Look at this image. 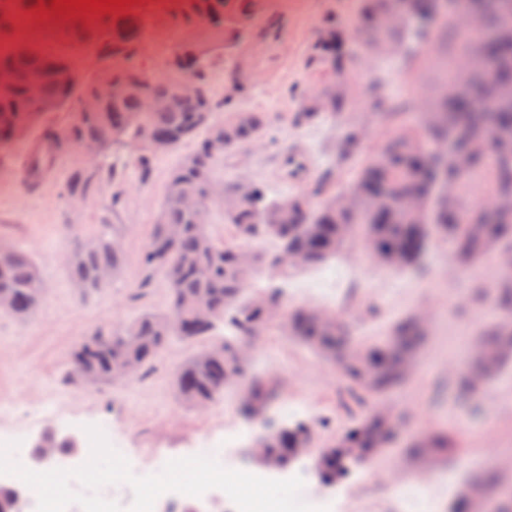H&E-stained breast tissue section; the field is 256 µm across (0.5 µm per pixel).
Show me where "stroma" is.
Masks as SVG:
<instances>
[{
    "instance_id": "stroma-1",
    "label": "stroma",
    "mask_w": 512,
    "mask_h": 512,
    "mask_svg": "<svg viewBox=\"0 0 512 512\" xmlns=\"http://www.w3.org/2000/svg\"><path fill=\"white\" fill-rule=\"evenodd\" d=\"M166 10L141 15L142 30L129 50L106 58L98 38L73 44L63 38H40L39 49L66 57L86 80L106 68L136 69L153 78L165 77L178 45L199 37L201 25L190 20L191 0H168ZM252 22L227 60L208 69L210 93L223 102L224 90L245 82L236 108L265 113L267 130L261 144L247 145L224 160V181L237 177L240 156L249 172L271 195L300 193L288 182L279 163L291 148L307 153L315 174L339 169V186H348L379 140L382 126L372 115L370 99L375 79H383L394 95L414 89L413 108L430 105L436 73L424 62L402 56L387 64L368 54L360 36L348 41L346 70L358 94L341 112H324L319 123L296 125L304 98L327 95L331 81L313 51L327 19L350 24L365 0H251ZM77 118L74 108L43 114L21 141L0 146V243L27 251L39 266L47 288L42 307L21 321L0 314V441L25 435L35 440L47 429L84 437L90 424L107 423L121 454L131 459L135 473H158V455L177 456L191 448L223 444L228 431L243 430L242 445L252 446L265 431L266 419H280L277 400L300 405L301 420L312 426V453L292 462L306 469L303 494L333 497L338 512H406L400 496L380 498L376 489L392 476L423 485L433 512H448L450 502L475 480L493 475L495 512H512V364L490 379L480 393V408L472 410L458 396L455 374L460 354L474 345L485 318L497 316L494 282L496 263L486 259L480 274L458 267L450 242L439 239L427 248L415 270L395 272L374 263L359 240H351L336 259L301 269L283 281L289 307L321 309L337 316L355 345L385 340L391 325L410 312H425L430 323L417 358L405 381L384 399L396 426L391 447L356 465L349 478L325 485L315 469V449L343 436L353 421L369 413L372 401L351 396L336 363L289 336L282 322H271L247 341L253 359L248 373L271 383L276 395L264 415L248 419L240 412L247 383L225 391L223 398L199 410L179 401L174 375L193 348L175 342L154 361L146 375L125 385L100 383L74 386L66 377L75 345L103 327L116 328L145 309L166 310L167 284L146 278L140 257L157 221L168 176L177 154L154 156L148 172L135 164L141 147L114 146L116 174L99 173L81 205L64 197L74 168L95 169V161L68 150L37 185L24 181L29 155L44 129H63ZM361 124L367 134L344 163L336 162V144L349 125ZM114 225L125 255L109 288L84 293L67 272L71 230L91 236L98 225ZM445 433L448 448L417 453L419 433Z\"/></svg>"
}]
</instances>
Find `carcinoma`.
<instances>
[{
	"instance_id": "carcinoma-1",
	"label": "carcinoma",
	"mask_w": 512,
	"mask_h": 512,
	"mask_svg": "<svg viewBox=\"0 0 512 512\" xmlns=\"http://www.w3.org/2000/svg\"><path fill=\"white\" fill-rule=\"evenodd\" d=\"M51 2L0 0V33L12 30L21 15H53ZM249 5L250 0H194L195 12L205 11L220 18L205 27L208 39L188 42L196 63L194 78L200 98L181 97L177 93L179 76L170 72L146 87L150 95L167 100L166 105L153 110L145 107L144 94L137 89L117 98L95 97L97 84L123 79L127 77L125 70H105L95 79L84 81L65 58L47 54L30 41L20 40L12 50L0 52V69L13 75L11 88L0 92V143L22 112H31L37 120L45 112L66 109L75 97L81 99L82 108L81 120L66 128L72 139L98 137L108 150L115 143L134 141L141 146L137 162L144 171L153 159L150 138L173 139L175 152L186 142L197 141L191 151L179 155L169 174L158 221L141 256L147 276L159 275L168 286L167 311L143 312L116 331L99 329L94 333L98 341L93 345L86 340L79 342L68 377L72 384L86 378L111 383L110 373L127 362L136 364L139 379L175 340L204 344L175 373L176 394L184 404H211L224 395L225 389L240 383L248 368L241 357L243 340L271 323L255 298L261 296L269 303L282 304L280 289L250 292L251 280L261 270L280 279L294 271L277 252L263 255L253 250L250 257L239 260L238 251L243 245L266 239L279 243L286 238L307 256L303 267L309 268L336 257L358 236L366 246L376 247L370 252L375 263L404 271L418 266L429 242L442 237L452 244L458 266L471 273L479 270L490 255L512 249V220L505 221L492 211L470 218L456 209L464 199L512 198V50L502 51L486 38L499 22L512 19V0H482L481 13L466 27L453 13L445 10L440 14L424 35L421 48L438 72L430 107V112L438 113L437 123L430 125V117L421 114L408 122L402 112L376 113L386 128L387 139L354 177V197L350 200L329 191L335 175L329 170L315 183L309 198L331 195L336 198V206H317L305 216L293 206L297 196L274 199L260 184L252 199L235 210L224 209L218 200L206 202L200 210L187 208L185 197L204 196L208 184L224 181V157H213L205 149L213 127L224 129V143L230 151L260 141L266 130L263 112L237 111L220 122L211 114L205 122L199 118L200 101L213 108L207 69L225 56L226 43L235 36L225 20L232 19L238 27L247 26ZM385 12L386 0H375L358 19L359 34L378 55L409 36V31L388 23ZM105 26L110 37L103 42V51L128 49L136 35L135 22L115 17L105 21ZM54 34L72 42L90 37L88 29L76 21ZM315 49L333 76L345 72L346 43L339 40L338 29H326ZM464 59L473 64L480 59L492 62V78L486 79L482 69L475 67L471 81L479 94L446 101L443 91L459 80L458 66ZM33 86L39 90L38 101L29 96ZM361 130L363 127L352 125L338 141V163L357 149L359 142L354 133ZM490 139L498 142L496 150H476ZM62 152L58 132L45 131L31 154L27 181H37ZM190 156L197 159L194 168L185 166ZM94 180V172L77 169L66 185V194L85 197ZM412 193L423 197L422 217L409 208L408 196ZM215 216L231 227L235 243L227 244L210 232L208 224ZM172 225L180 229L173 244L164 233ZM70 250L74 257L67 274L72 282L83 283L87 293L104 290L97 282L99 271L116 272L124 262L112 224L98 225L89 238L72 237ZM496 288L498 309L512 315V276L499 274ZM46 292L41 272L30 255L0 244V295L8 296L11 302L6 313L19 320L30 317L43 304ZM194 298L206 301L210 307L211 320L205 328L197 325ZM281 316L291 335L332 356L347 385L374 401L404 381L424 336L417 317L408 315L392 325L385 344L353 349L331 316L303 308H283ZM478 342V355L458 376L472 396L479 393V384L512 362V335L503 334L501 321L483 323ZM272 397L271 384L253 378L242 402V414L247 418L260 414ZM394 436L388 418L374 412L350 429L344 440L358 449L359 455L367 456L373 448L388 447ZM310 441V430L298 422L276 427L256 447L268 458L284 460L288 449L307 448ZM18 502L17 492L0 484V512H19Z\"/></svg>"
}]
</instances>
